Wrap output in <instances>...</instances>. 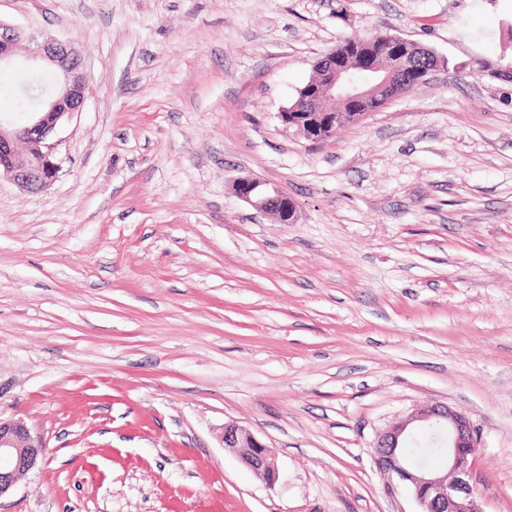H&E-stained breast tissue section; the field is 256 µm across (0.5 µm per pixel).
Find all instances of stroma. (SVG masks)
I'll return each mask as SVG.
<instances>
[{
    "label": "stroma",
    "mask_w": 512,
    "mask_h": 512,
    "mask_svg": "<svg viewBox=\"0 0 512 512\" xmlns=\"http://www.w3.org/2000/svg\"><path fill=\"white\" fill-rule=\"evenodd\" d=\"M76 40L59 175L0 178V417L42 461L0 512H417L380 432L477 426L483 512H512V0H0ZM380 31L447 70L321 144L282 107ZM258 177L296 221L237 198ZM273 448L256 478L221 441ZM224 448L233 452L240 462L266 484L275 482L278 476L275 452L260 442L246 428L235 422L224 425Z\"/></svg>",
    "instance_id": "obj_1"
}]
</instances>
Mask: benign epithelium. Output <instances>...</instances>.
Segmentation results:
<instances>
[{
	"label": "benign epithelium",
	"mask_w": 512,
	"mask_h": 512,
	"mask_svg": "<svg viewBox=\"0 0 512 512\" xmlns=\"http://www.w3.org/2000/svg\"><path fill=\"white\" fill-rule=\"evenodd\" d=\"M376 38L386 48L370 63L367 81H357L352 74L353 64L332 50L315 65L314 88L279 113L281 122L306 140L319 143L337 127L358 120L347 105H387L400 98L408 72L414 69L418 53L425 47L389 33ZM21 46L26 51V62L58 76V87L44 96L40 110L32 113L27 124L13 126L0 116V177L35 193L57 178L60 166L49 138L82 110L87 77L73 41L48 38L32 28L0 19V67L15 62L16 50ZM232 189L256 210L275 215L282 224L293 223L295 205L281 189H269L266 183L249 176L234 180ZM417 429L434 430L442 437L448 448L443 469L419 467L403 454L402 444ZM222 439L224 448L258 479L267 484L275 482L278 468L273 449L235 422L224 424ZM479 448L477 430L468 417L446 405L427 404L416 407L378 435L374 458L380 469L409 485L418 512H482L471 484ZM43 454L42 439L24 421L0 418V460H6V464H0V497L14 488L19 476L34 468Z\"/></svg>",
	"instance_id": "7a95c632"
}]
</instances>
